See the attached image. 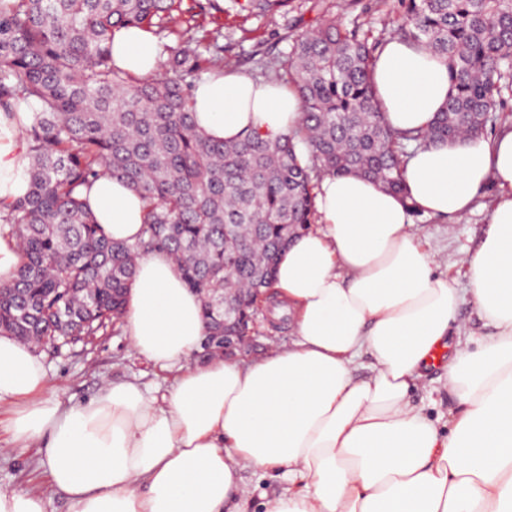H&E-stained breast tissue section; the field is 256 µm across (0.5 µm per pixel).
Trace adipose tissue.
<instances>
[{
    "label": "adipose tissue",
    "mask_w": 512,
    "mask_h": 512,
    "mask_svg": "<svg viewBox=\"0 0 512 512\" xmlns=\"http://www.w3.org/2000/svg\"><path fill=\"white\" fill-rule=\"evenodd\" d=\"M162 52L142 28L112 38L117 66L136 77ZM371 78L398 129L429 124L450 93L447 61L397 37ZM301 115L290 87L237 72L207 74L195 90L196 121L217 140L282 136ZM405 179L419 211L451 222L487 184L498 188L466 261L471 297L494 328L476 348L448 341L461 296L436 273L402 199L361 176H326L314 190L320 224L282 251L272 285L291 346L187 367L206 334L202 301L167 255H142L123 328L138 355L175 371L172 384L157 395L109 382L90 403L65 406L45 398L31 345L1 335L12 454L37 449L68 512H246L247 466L290 484L269 512H512V128L425 147ZM28 185L25 143L0 115V199ZM85 198L106 236L139 238L144 204L126 184L99 180ZM447 345L461 410L443 432L407 395ZM364 354L373 364L360 380Z\"/></svg>",
    "instance_id": "obj_1"
}]
</instances>
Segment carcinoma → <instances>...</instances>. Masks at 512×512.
<instances>
[{"label": "carcinoma", "instance_id": "carcinoma-1", "mask_svg": "<svg viewBox=\"0 0 512 512\" xmlns=\"http://www.w3.org/2000/svg\"><path fill=\"white\" fill-rule=\"evenodd\" d=\"M243 17L299 11L288 49L264 78L291 86L303 120L276 138L211 139L195 121L201 73L222 71V29L182 0H0V110L26 142L29 190L0 203V235L16 241L15 277L0 285V331L31 345L85 342L123 326L135 260L170 255L224 335V294L248 307L270 288L285 246L313 223L314 180L361 173L406 194L418 148L507 119L512 0H399L387 31L448 61L451 91L425 130L390 127L370 72L382 39L360 23L363 0H231ZM312 16L305 24L304 14ZM177 35L165 62L136 79L116 66L114 31ZM31 118L21 113L31 103ZM117 179L145 201L134 243L106 237L77 189Z\"/></svg>", "mask_w": 512, "mask_h": 512}]
</instances>
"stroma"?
I'll return each instance as SVG.
<instances>
[{"label":"stroma","mask_w":512,"mask_h":512,"mask_svg":"<svg viewBox=\"0 0 512 512\" xmlns=\"http://www.w3.org/2000/svg\"><path fill=\"white\" fill-rule=\"evenodd\" d=\"M288 15L244 18L232 6L210 16L211 26L224 31V53L240 59V73L256 76L260 70L251 58L252 52L273 54L282 50L277 39L288 27ZM497 195L496 187H487L473 210L456 223L416 213L413 228L436 253L437 272L448 276L456 288L469 285L465 257L476 248L488 230L489 217ZM40 354L48 368L50 384L47 398L66 405L87 404L97 394L104 381H136L148 388H165L172 382V374L162 371L136 354L125 333L105 331L89 343L47 345ZM412 404L434 421L439 429H447L451 414L460 406L448 387L442 365H430L410 393ZM243 483L248 491L247 512H268L271 502L283 491L285 481L278 472L254 467L244 469ZM27 488L42 495L47 512H67V505L52 487L45 468L37 463L36 450H29L25 458L14 460L0 456V488Z\"/></svg>","instance_id":"35a3bbf8"}]
</instances>
